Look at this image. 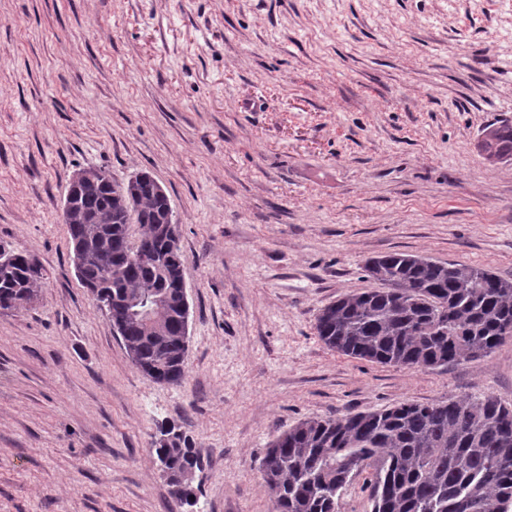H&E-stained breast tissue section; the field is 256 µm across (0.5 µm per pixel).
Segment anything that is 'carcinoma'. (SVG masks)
<instances>
[{
  "mask_svg": "<svg viewBox=\"0 0 512 512\" xmlns=\"http://www.w3.org/2000/svg\"><path fill=\"white\" fill-rule=\"evenodd\" d=\"M490 163L512 159V123L482 130ZM65 220L69 243L83 245L78 278L109 314L133 366L155 382L185 379L181 329L185 256L164 188L140 171L118 183L100 168L83 170ZM2 302L39 292L41 267L26 251L0 245ZM369 278L382 284L345 295L315 317L324 344L352 358L428 369L490 356L512 338V279L484 268L421 255L370 257ZM154 299L152 315L127 303ZM150 454L175 481L203 449L175 425L159 428ZM370 471L372 512H509L512 506V405L493 395L307 419L266 448L259 472L273 512H338L341 491Z\"/></svg>",
  "mask_w": 512,
  "mask_h": 512,
  "instance_id": "cac0c4a2",
  "label": "carcinoma"
}]
</instances>
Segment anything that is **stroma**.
Here are the masks:
<instances>
[{
	"instance_id": "obj_1",
	"label": "stroma",
	"mask_w": 512,
	"mask_h": 512,
	"mask_svg": "<svg viewBox=\"0 0 512 512\" xmlns=\"http://www.w3.org/2000/svg\"><path fill=\"white\" fill-rule=\"evenodd\" d=\"M512 0H0V240L43 285L0 311V512H172L159 424L204 450L194 512H272L300 421L493 395L512 340L445 368L327 348L318 310L407 252L512 278ZM142 170L179 224L186 377L138 371L70 259L71 176ZM478 148L490 163L512 159V123L491 124L482 130Z\"/></svg>"
}]
</instances>
